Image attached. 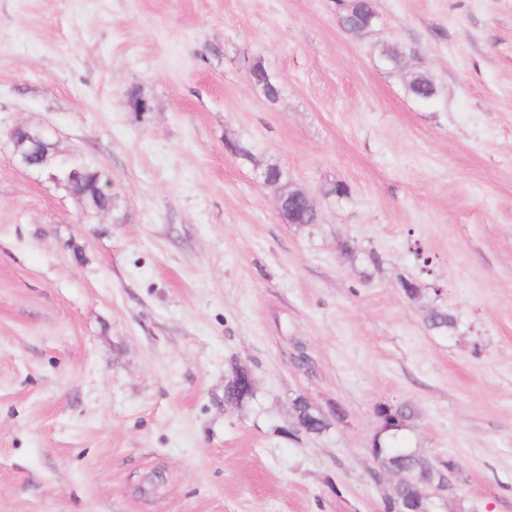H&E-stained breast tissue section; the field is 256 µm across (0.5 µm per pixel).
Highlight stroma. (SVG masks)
<instances>
[{
    "mask_svg": "<svg viewBox=\"0 0 512 512\" xmlns=\"http://www.w3.org/2000/svg\"><path fill=\"white\" fill-rule=\"evenodd\" d=\"M375 4L354 40L334 0H0V512H383L380 403L469 512H512V0ZM17 126L123 210L16 167ZM298 394L346 422L286 435ZM249 75L255 85L261 88L269 101H276L280 96V88L271 79L266 81L267 69L261 60H254L249 66ZM424 321L429 330L443 333L454 330L456 326V320L448 310L438 307L428 308Z\"/></svg>",
    "mask_w": 512,
    "mask_h": 512,
    "instance_id": "35a3bbf8",
    "label": "stroma"
}]
</instances>
